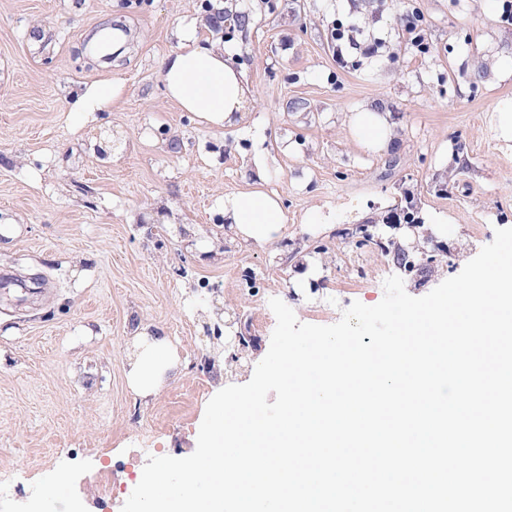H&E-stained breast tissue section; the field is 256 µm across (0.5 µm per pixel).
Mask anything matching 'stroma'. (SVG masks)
<instances>
[{
  "label": "stroma",
  "mask_w": 512,
  "mask_h": 512,
  "mask_svg": "<svg viewBox=\"0 0 512 512\" xmlns=\"http://www.w3.org/2000/svg\"><path fill=\"white\" fill-rule=\"evenodd\" d=\"M210 10L243 22L209 25ZM413 10L425 53L399 26ZM501 14L500 0H0V269L14 276L0 284V512H47L60 474L62 512H121L148 456L192 454L208 401L250 380L271 298L330 325L377 304L391 275L429 293L512 228ZM338 19L385 47L339 65ZM187 26L243 67L238 125L166 97L160 63ZM95 85L112 100L76 111ZM368 104L396 125L382 154L345 124ZM258 152L287 215L272 246L224 229ZM147 324L178 368L144 401L125 340Z\"/></svg>",
  "instance_id": "35a3bbf8"
}]
</instances>
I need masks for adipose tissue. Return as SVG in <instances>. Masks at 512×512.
Listing matches in <instances>:
<instances>
[{"mask_svg":"<svg viewBox=\"0 0 512 512\" xmlns=\"http://www.w3.org/2000/svg\"><path fill=\"white\" fill-rule=\"evenodd\" d=\"M160 78L168 97L183 110L219 127L236 124L250 95L229 52L218 44H198L190 35L183 37L178 51L162 60ZM346 124L365 150L381 154L389 149L394 126L389 113L364 107L350 113ZM224 222L242 241L271 245L282 238L286 216L276 196L255 188L225 198ZM126 349L130 389L142 398L156 396L177 369L168 337L150 335L140 327L127 340Z\"/></svg>","mask_w":512,"mask_h":512,"instance_id":"obj_1","label":"adipose tissue"}]
</instances>
